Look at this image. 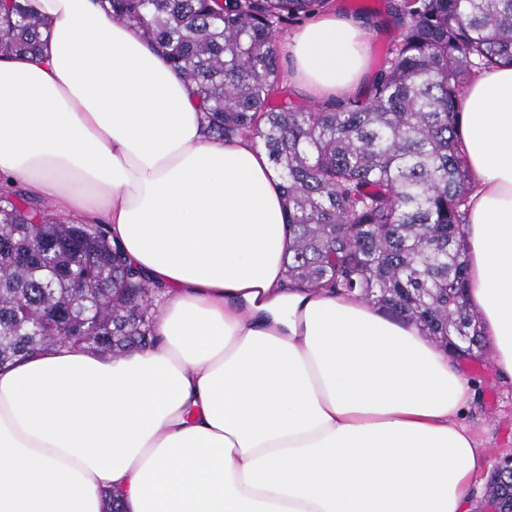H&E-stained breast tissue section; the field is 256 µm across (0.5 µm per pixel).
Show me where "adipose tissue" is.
I'll return each mask as SVG.
<instances>
[{
	"label": "adipose tissue",
	"mask_w": 512,
	"mask_h": 512,
	"mask_svg": "<svg viewBox=\"0 0 512 512\" xmlns=\"http://www.w3.org/2000/svg\"><path fill=\"white\" fill-rule=\"evenodd\" d=\"M39 58L0 56V191L104 226L158 288L154 345L56 346L0 370V512H475L484 453L459 359L353 295L286 287L282 181L209 138L183 78L97 0H27ZM362 21L292 37L320 99L366 77ZM469 300L512 378V65L460 96Z\"/></svg>",
	"instance_id": "1"
}]
</instances>
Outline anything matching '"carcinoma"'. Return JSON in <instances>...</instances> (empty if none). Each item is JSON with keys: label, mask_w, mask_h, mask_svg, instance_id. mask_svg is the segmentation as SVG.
<instances>
[{"label": "carcinoma", "mask_w": 512, "mask_h": 512, "mask_svg": "<svg viewBox=\"0 0 512 512\" xmlns=\"http://www.w3.org/2000/svg\"><path fill=\"white\" fill-rule=\"evenodd\" d=\"M329 0H99L192 89L208 132L248 137L283 179L288 286L358 294L458 358L486 351L467 296L469 182L456 103L478 68L512 62V0H395L399 34L366 95L299 105L278 33ZM46 21L0 0V53L39 55ZM154 289L98 224L0 193V368L57 345L113 356L153 343ZM512 459L489 498L512 512Z\"/></svg>", "instance_id": "carcinoma-1"}]
</instances>
